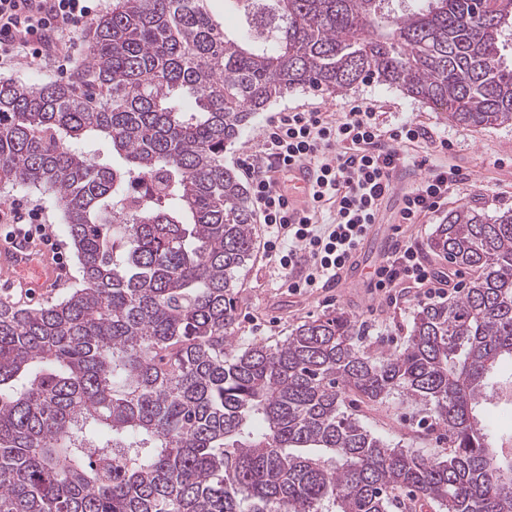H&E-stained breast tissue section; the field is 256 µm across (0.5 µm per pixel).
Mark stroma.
Masks as SVG:
<instances>
[{
    "instance_id": "stroma-1",
    "label": "stroma",
    "mask_w": 512,
    "mask_h": 512,
    "mask_svg": "<svg viewBox=\"0 0 512 512\" xmlns=\"http://www.w3.org/2000/svg\"><path fill=\"white\" fill-rule=\"evenodd\" d=\"M373 106L384 125L409 118L417 121L435 135L444 136L452 144L447 153L435 155L434 163L461 168L469 177L462 191L454 192L447 210L426 218L421 224H399L398 210L402 192L423 177L419 168L406 167L395 176L393 193L382 203L381 218L372 225L353 269L341 275L338 284L301 294L288 289V280L269 262L263 251H256L241 273L242 286L238 294L233 324L235 344L245 347L254 343H275L288 336L303 322L331 313H344L355 323L362 343L373 351L395 350L408 335L413 310L426 298V288L398 282L391 292L370 288L364 278L365 270L376 267L387 254L389 230H396L397 240L419 250L426 264L444 272L448 263L428 254L427 241L436 224L442 223L448 209L476 202L487 212L512 208V125L471 127L449 120L445 112L431 109L427 104L409 98L399 90L374 83L344 94L330 96L312 90L297 91L273 102L264 112L255 115L239 141L224 153L226 167L241 169L242 161L253 154L263 139L270 119L278 112L292 109H318L338 114L354 101ZM41 205L56 242L67 256L68 270L60 285L41 294L44 302H55L79 283V270L74 251L59 221V209L52 196L27 188L0 190V207L19 201ZM346 407L370 429L387 436L393 443L412 446L414 451L430 454L448 445L447 433L437 427H422L420 406L402 398L381 404H355Z\"/></svg>"
}]
</instances>
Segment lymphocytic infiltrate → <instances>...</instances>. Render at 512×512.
Here are the masks:
<instances>
[{
	"label": "lymphocytic infiltrate",
	"mask_w": 512,
	"mask_h": 512,
	"mask_svg": "<svg viewBox=\"0 0 512 512\" xmlns=\"http://www.w3.org/2000/svg\"><path fill=\"white\" fill-rule=\"evenodd\" d=\"M98 10L97 0H0V69L22 57L61 68L71 57L75 32ZM413 143L425 144L424 155L407 153ZM450 147L447 139L409 119L384 126L362 102L337 117L305 109L279 113L254 155L250 174L252 204L270 233L264 249L283 270L290 290L331 286L353 266L400 168L420 164L428 169L404 192L400 223H422L447 205L466 176L458 168L432 163L431 157ZM292 162L312 164L317 175L311 205L302 215L273 179ZM328 205L333 208L331 219L320 222ZM0 222L11 225L17 235L40 239L51 247L54 259H61V247L54 243L39 205H11L0 212ZM436 277L418 250L398 242L374 268L370 285L386 291L400 280L422 285Z\"/></svg>",
	"instance_id": "obj_1"
}]
</instances>
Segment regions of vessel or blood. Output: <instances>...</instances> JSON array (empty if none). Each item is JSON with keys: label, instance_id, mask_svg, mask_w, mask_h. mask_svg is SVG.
<instances>
[{"label": "vessel or blood", "instance_id": "1", "mask_svg": "<svg viewBox=\"0 0 512 512\" xmlns=\"http://www.w3.org/2000/svg\"><path fill=\"white\" fill-rule=\"evenodd\" d=\"M288 190L295 199L296 210H304L310 203V189L315 181L312 166L294 163L288 168ZM27 275V287L41 290L59 282L61 269L43 251L28 239L17 237L0 245V275L13 278Z\"/></svg>", "mask_w": 512, "mask_h": 512}]
</instances>
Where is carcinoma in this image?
<instances>
[{"instance_id": "carcinoma-1", "label": "carcinoma", "mask_w": 512, "mask_h": 512, "mask_svg": "<svg viewBox=\"0 0 512 512\" xmlns=\"http://www.w3.org/2000/svg\"><path fill=\"white\" fill-rule=\"evenodd\" d=\"M112 0L67 82L0 81V185L55 197L80 285L0 298V512H512V208L448 212L428 249L470 274L417 305L403 349L367 351L343 313L234 347L254 252L224 166L255 114L297 89L372 81L474 127L512 123V0ZM189 96L194 106L182 109ZM155 192L124 205L133 180ZM400 396L448 450L396 448L343 410Z\"/></svg>"}]
</instances>
